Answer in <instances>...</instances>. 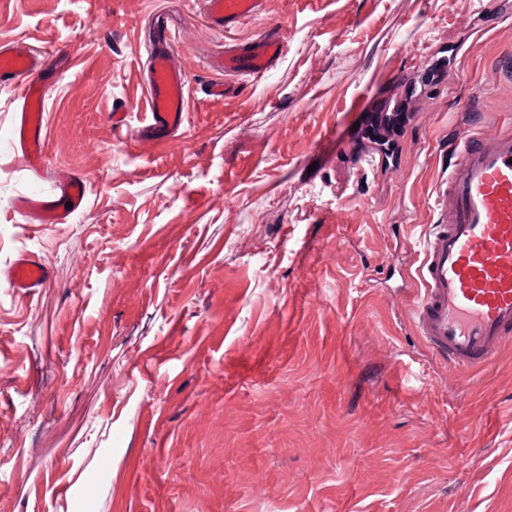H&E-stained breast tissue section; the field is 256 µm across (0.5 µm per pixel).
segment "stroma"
<instances>
[{"mask_svg":"<svg viewBox=\"0 0 512 512\" xmlns=\"http://www.w3.org/2000/svg\"><path fill=\"white\" fill-rule=\"evenodd\" d=\"M158 12L191 102L163 143ZM268 27L272 73L209 98L208 56ZM509 42L512 0H266L230 30L202 0H0V43L57 71L43 179L0 85V512H67L95 458L83 512H512V343L467 376L412 317L448 141L512 116ZM67 175L69 223L16 209ZM25 250L54 271L31 297L1 277Z\"/></svg>","mask_w":512,"mask_h":512,"instance_id":"35a3bbf8","label":"stroma"}]
</instances>
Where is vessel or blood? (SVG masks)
I'll use <instances>...</instances> for the list:
<instances>
[{
    "label": "vessel or blood",
    "mask_w": 512,
    "mask_h": 512,
    "mask_svg": "<svg viewBox=\"0 0 512 512\" xmlns=\"http://www.w3.org/2000/svg\"><path fill=\"white\" fill-rule=\"evenodd\" d=\"M262 7L263 0H204L210 24L227 30L258 16ZM176 44L162 17H155L145 82L149 123L142 134L158 142L179 132L187 116L188 83L174 61ZM284 49L276 29L225 44L212 65L222 77L212 95L227 96L234 79H264ZM46 58L43 51L0 45V83L20 92L15 149L38 177L46 166L48 124L30 105L42 96L37 76ZM86 193L85 180L70 176L51 192L21 196L16 206L39 223L65 224L83 207ZM436 195L443 219L431 225L423 242L414 323L425 347L468 374L491 365L503 342L512 339V123L493 136L475 133L458 141ZM51 278V267L34 251L20 253L6 273L10 287L23 294Z\"/></svg>",
    "instance_id": "1"
}]
</instances>
